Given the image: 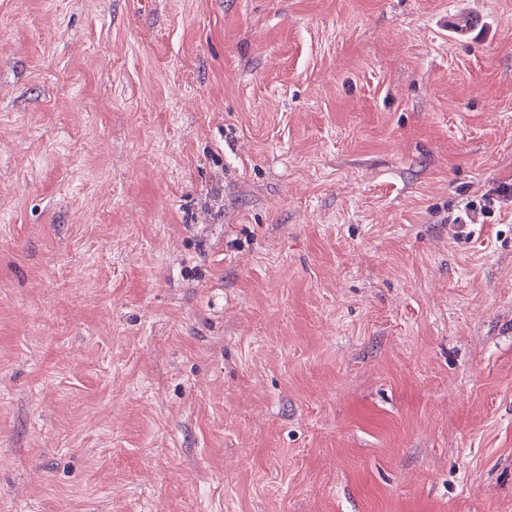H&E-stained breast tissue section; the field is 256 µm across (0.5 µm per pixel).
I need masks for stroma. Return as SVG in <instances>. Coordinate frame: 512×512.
<instances>
[{
	"mask_svg": "<svg viewBox=\"0 0 512 512\" xmlns=\"http://www.w3.org/2000/svg\"><path fill=\"white\" fill-rule=\"evenodd\" d=\"M510 182L512 0H0V512H512Z\"/></svg>",
	"mask_w": 512,
	"mask_h": 512,
	"instance_id": "stroma-1",
	"label": "stroma"
}]
</instances>
